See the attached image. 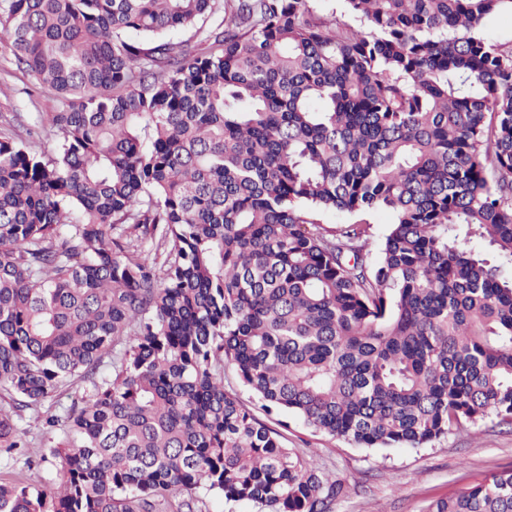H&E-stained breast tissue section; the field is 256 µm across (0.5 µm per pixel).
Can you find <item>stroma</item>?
Instances as JSON below:
<instances>
[{
  "instance_id": "1",
  "label": "stroma",
  "mask_w": 512,
  "mask_h": 512,
  "mask_svg": "<svg viewBox=\"0 0 512 512\" xmlns=\"http://www.w3.org/2000/svg\"><path fill=\"white\" fill-rule=\"evenodd\" d=\"M60 106L53 92L0 54V129L13 115L33 121L40 112ZM288 445L310 453L317 464L349 486L334 512H420L430 500L458 485L490 473L512 469V428L487 420L455 431L425 448H355L312 433L295 417H287ZM0 477L52 486L60 478L58 458L35 466L23 460H0Z\"/></svg>"
}]
</instances>
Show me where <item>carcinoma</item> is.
I'll return each instance as SVG.
<instances>
[{"instance_id": "obj_1", "label": "carcinoma", "mask_w": 512, "mask_h": 512, "mask_svg": "<svg viewBox=\"0 0 512 512\" xmlns=\"http://www.w3.org/2000/svg\"><path fill=\"white\" fill-rule=\"evenodd\" d=\"M344 4L365 29L310 0H0L61 103L0 132V450L85 385L45 419L60 487L1 481L0 512H331L349 486L228 366L358 448L512 425V51L482 34L512 0ZM219 13L208 52L172 37ZM422 512H512V470ZM82 392L83 387L79 384H75L68 391L46 402L45 406H43L38 413L29 411L26 414L25 420L20 422L21 428L27 432L28 439H31L33 442L30 450L33 456H35L33 457L34 460L39 459L41 453L48 452L49 448L57 446L58 443L63 442L65 439L64 433L61 430L49 431L45 428L43 418L46 414H44V412L51 405L53 406L51 409L52 412H55V410L61 411L63 407L71 403L72 398ZM200 497L202 498L203 504L202 506L203 512H258V507L249 502H239L235 503L232 506L225 505L224 501L208 496L200 493Z\"/></svg>"}]
</instances>
